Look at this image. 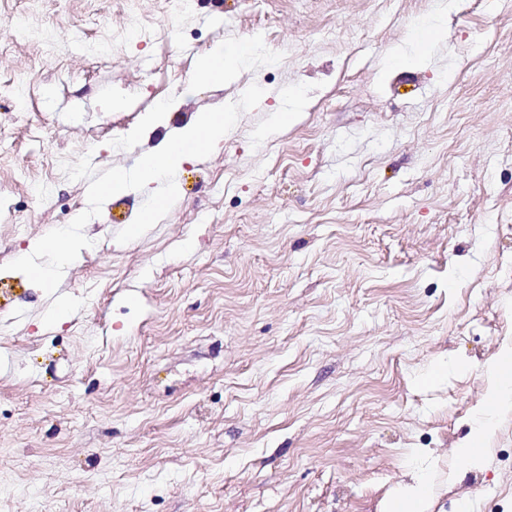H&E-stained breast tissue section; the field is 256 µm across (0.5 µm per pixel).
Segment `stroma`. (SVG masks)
I'll use <instances>...</instances> for the list:
<instances>
[{
  "label": "stroma",
  "mask_w": 512,
  "mask_h": 512,
  "mask_svg": "<svg viewBox=\"0 0 512 512\" xmlns=\"http://www.w3.org/2000/svg\"><path fill=\"white\" fill-rule=\"evenodd\" d=\"M438 3L0 0V512H379L421 473L431 512H512V411L455 454L512 345V9L458 0L432 65L384 75ZM254 83L143 236L115 240L144 194L112 197L55 296L7 270L87 208L58 161L132 168ZM254 48V42L240 48H229L223 42L218 43L197 64L194 82L206 86H223L224 82L233 78L240 65L253 60ZM286 98L292 103V108L274 112L269 124L260 132L261 136H268L278 129L296 121L303 102L302 90L300 88L291 87L286 91ZM492 431V424L490 421H484L471 430L468 438L462 443L459 448H456V456L473 467H479L481 464V457L477 453L478 445L484 440L486 436Z\"/></svg>",
  "instance_id": "35a3bbf8"
}]
</instances>
